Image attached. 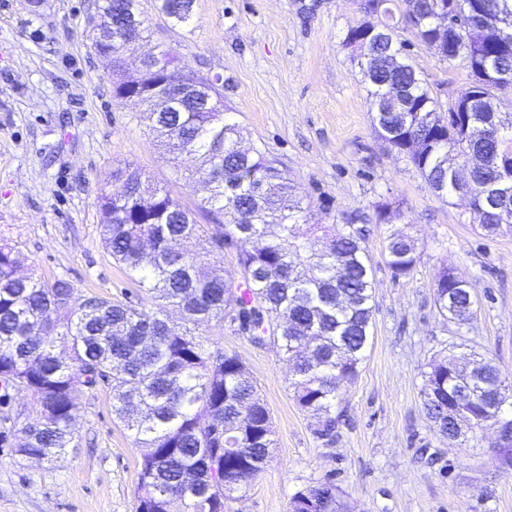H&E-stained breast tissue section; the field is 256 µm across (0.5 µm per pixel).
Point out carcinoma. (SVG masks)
Wrapping results in <instances>:
<instances>
[{
  "label": "carcinoma",
  "mask_w": 512,
  "mask_h": 512,
  "mask_svg": "<svg viewBox=\"0 0 512 512\" xmlns=\"http://www.w3.org/2000/svg\"><path fill=\"white\" fill-rule=\"evenodd\" d=\"M168 18L186 23L187 0H156ZM461 24L443 29L442 5ZM389 28L366 48L345 45L367 84L372 125L387 147L407 157L440 198L456 196L451 162L482 159L472 173L473 223L488 236L512 232V207L485 208L512 171V113L504 112L488 66L512 69V0H496L508 40L487 32L480 0H361ZM112 18V40L95 46L115 62L114 97L145 107L150 131L174 154L196 166L208 195L198 223L164 187L152 186L136 167H116L99 188L103 240L113 260L138 286L124 300L92 296L82 301L65 278L52 283L17 275L23 258L0 242V404L10 390L26 391L40 405L38 419L0 417V448L50 460L70 447L79 392L112 388V414L145 449L135 491L136 512H224V501L261 474L274 447L269 408L242 358L212 345L200 327L227 329L254 347L272 344L291 364L289 386L314 434L336 442V403L353 382L372 340L373 270L366 226L312 224L303 196L288 172L256 147L242 148V132L222 112H202L195 98L173 87L195 78L171 49L159 50L161 69L144 83L127 84L122 70L140 61L135 43L146 31L140 0H97ZM405 31L436 54L463 43L461 62L470 82L459 93L457 119L435 97L405 53ZM170 106L151 107L154 99ZM489 122L495 136L474 141L472 123ZM123 191L108 190L110 182ZM234 262L223 265L226 251ZM395 278L409 277L420 260L416 241L393 234L384 245ZM441 316L456 323L476 315L469 282L444 270L433 284ZM482 367L453 364L442 349L421 372L424 414L448 435V399L459 400L483 430L498 411L512 408V378L490 357ZM25 441L13 445L16 434ZM305 491L326 512H344L341 491L327 480Z\"/></svg>",
  "instance_id": "carcinoma-1"
}]
</instances>
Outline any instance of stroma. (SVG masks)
<instances>
[{
  "instance_id": "35a3bbf8",
  "label": "stroma",
  "mask_w": 512,
  "mask_h": 512,
  "mask_svg": "<svg viewBox=\"0 0 512 512\" xmlns=\"http://www.w3.org/2000/svg\"><path fill=\"white\" fill-rule=\"evenodd\" d=\"M149 51L173 48L181 64L224 82L226 116L245 144L288 171L314 224L359 215L373 260V339L336 408L325 446L296 405L277 348L209 329L238 354L269 408L275 448L267 469L224 512H288L292 496L329 479L351 512H512V469L494 456L493 433L458 447L425 419L421 373L437 350L460 344L512 373V234L476 230L466 200L438 198L407 158L389 151L367 110L366 87L344 38L364 21L359 0H195L179 24L141 0ZM95 0H0V239L24 256L23 273L72 281L79 298L114 300L135 284L102 243L99 187L130 163L189 207L204 194L175 170L139 108L116 99L111 65L92 47ZM434 95L450 104L468 84L463 67L408 40ZM403 216L379 223L376 207ZM417 238L420 260L394 278L387 237ZM467 280L477 313L444 320L432 284L443 269ZM75 445L52 462L0 449V512H135L142 448L112 415V392H81Z\"/></svg>"
}]
</instances>
